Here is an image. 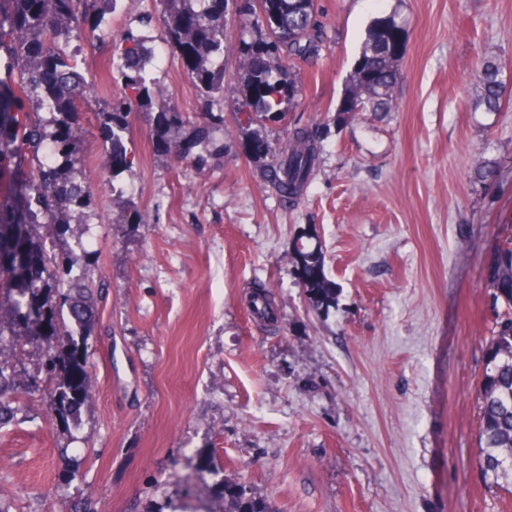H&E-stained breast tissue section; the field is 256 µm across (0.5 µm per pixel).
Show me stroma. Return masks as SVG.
I'll return each mask as SVG.
<instances>
[{
    "mask_svg": "<svg viewBox=\"0 0 512 512\" xmlns=\"http://www.w3.org/2000/svg\"><path fill=\"white\" fill-rule=\"evenodd\" d=\"M325 48L293 74L298 104L259 132L278 151L319 125L323 152L296 206L246 153L235 96L201 166L181 160L203 101L152 28L162 105L186 117L173 149L153 115L128 116L133 163L110 178L109 145L85 111L70 174L94 215L69 214L77 273L101 284L87 399L47 409L32 350H5L21 388L0 427V512H222L225 483L273 512H512L476 460L477 391L497 318L485 286L512 236V104L474 112L483 55L507 62L512 0H316ZM404 29L393 112L337 116L377 18ZM97 98L120 92L109 53L83 44ZM495 173L481 183L477 162ZM137 206L144 223L126 216ZM336 290L315 308L303 259ZM274 321L254 315V291Z\"/></svg>",
    "mask_w": 512,
    "mask_h": 512,
    "instance_id": "35a3bbf8",
    "label": "stroma"
}]
</instances>
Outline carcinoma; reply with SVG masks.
I'll return each instance as SVG.
<instances>
[{"instance_id":"cac0c4a2","label":"carcinoma","mask_w":512,"mask_h":512,"mask_svg":"<svg viewBox=\"0 0 512 512\" xmlns=\"http://www.w3.org/2000/svg\"><path fill=\"white\" fill-rule=\"evenodd\" d=\"M243 9L254 25L226 46L224 18L229 0H159L162 36L205 99V117L195 126L196 143L210 140L213 122L224 121V69L231 56L243 62L238 85L231 88L239 111L255 121H282L296 104L299 88L287 64L320 56L323 30L315 0H258ZM115 0H0V49L9 52L11 78L0 80V174L14 175L6 200H0V255L19 246L20 261H0V353L22 341L38 352L48 382V408L62 420L78 412L87 398L88 339L94 330L91 311L103 290L72 276L73 253L63 226L65 208L92 210L94 195L85 182L62 174L77 160L80 103L94 104L111 144L112 175L130 164L125 147L127 116L147 112L157 81L144 35L130 29L112 41V78L121 82L118 97L100 102L71 64L72 43L90 40ZM402 29L392 21L375 24L354 65L337 115L390 112L400 83ZM504 62L484 57L476 72L472 111L499 112L506 102ZM185 119L176 107L158 112L153 141L171 150V133ZM55 149L44 161L47 147ZM322 140L311 127H294L288 142L269 159L266 172L277 193L293 205L301 198L318 163ZM57 227L46 236L45 227ZM308 299L320 308L336 299L312 255L304 257ZM486 287L504 313L485 348L478 389V464L486 484L512 487V239L496 246ZM68 305V315L62 306ZM16 370L0 358V425L11 422L15 408L6 395L16 385ZM224 512H271L263 500L246 497L242 487L224 484Z\"/></svg>"}]
</instances>
